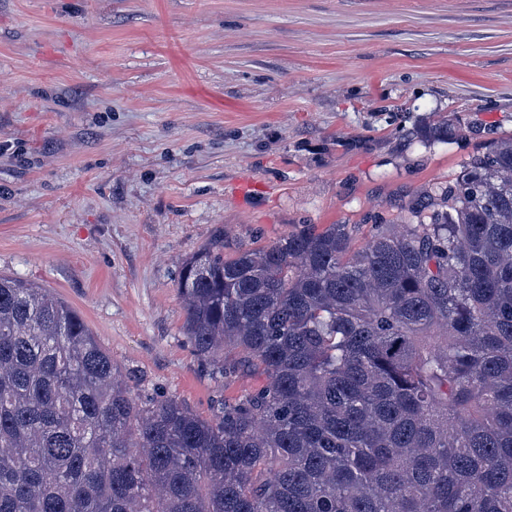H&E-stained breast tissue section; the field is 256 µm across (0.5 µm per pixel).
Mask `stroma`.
<instances>
[{
    "mask_svg": "<svg viewBox=\"0 0 512 512\" xmlns=\"http://www.w3.org/2000/svg\"><path fill=\"white\" fill-rule=\"evenodd\" d=\"M509 135L512 0H0V275L76 309L132 398L209 419L264 378L202 367L187 258L362 245Z\"/></svg>",
    "mask_w": 512,
    "mask_h": 512,
    "instance_id": "stroma-1",
    "label": "stroma"
}]
</instances>
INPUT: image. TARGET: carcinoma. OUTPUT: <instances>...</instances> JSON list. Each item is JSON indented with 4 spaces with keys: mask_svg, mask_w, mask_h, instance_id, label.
Returning a JSON list of instances; mask_svg holds the SVG:
<instances>
[{
    "mask_svg": "<svg viewBox=\"0 0 512 512\" xmlns=\"http://www.w3.org/2000/svg\"><path fill=\"white\" fill-rule=\"evenodd\" d=\"M187 259L186 336L264 384L136 402L79 313L0 276V512H512V137L376 224Z\"/></svg>",
    "mask_w": 512,
    "mask_h": 512,
    "instance_id": "1",
    "label": "carcinoma"
}]
</instances>
